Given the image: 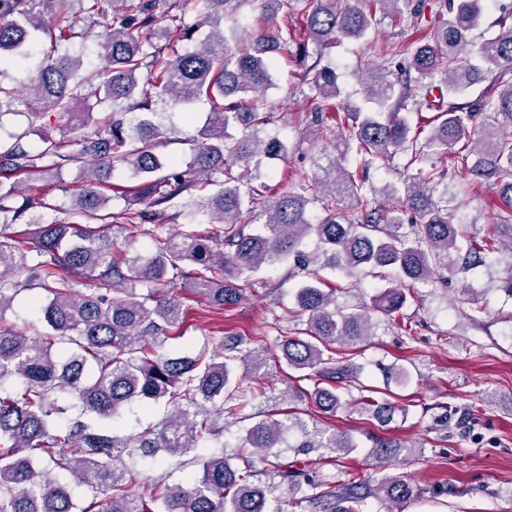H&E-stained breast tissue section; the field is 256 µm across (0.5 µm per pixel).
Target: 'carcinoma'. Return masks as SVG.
Returning <instances> with one entry per match:
<instances>
[{"label": "carcinoma", "instance_id": "carcinoma-1", "mask_svg": "<svg viewBox=\"0 0 512 512\" xmlns=\"http://www.w3.org/2000/svg\"><path fill=\"white\" fill-rule=\"evenodd\" d=\"M103 2L0 0V77L7 66L27 67L42 38L51 47L23 89L0 83V512H272L282 487L294 492L314 485L306 470L279 462L287 434L301 433L295 448L303 455L323 449L340 459L353 443L344 434L310 431L288 412L247 431L238 454L245 468L208 452L224 434V414H236L255 393L233 376L232 343L193 353L165 350L185 318L180 300L165 290L181 283L231 308L263 267L293 260L289 276L302 281L294 306L284 311L291 327L277 348L314 388L291 386L288 398L306 396L326 414L350 409L391 423L393 404L364 396L353 405L343 398L341 390L359 383L362 368L334 359V346L359 350L374 335L377 312L413 335L396 313L417 285L453 270L448 256L460 252V241L469 265L486 263L512 241V15L501 16L498 35L480 44L482 67L476 68L460 54L484 13L483 0H435V25L425 20V0H270L272 10L255 29L241 24L232 0H198L194 27L185 25L174 0H112L105 36L95 43L103 63L91 66L84 49L105 15ZM282 9L302 16L301 26L278 25ZM406 9L409 28L422 32L412 41L407 70H390L401 47H367L365 106H340L336 71L321 64L323 51L339 38L367 40L377 15L401 18ZM204 27L194 48L166 53L173 39L190 41ZM311 43L312 108L302 122L336 135L331 149L312 160L320 176L302 173L299 189L268 196L254 181L290 153L287 139L263 134L272 114V54L294 46L304 63ZM411 70L440 80L414 100ZM486 74L491 89L473 104L458 102ZM92 100L100 108L96 119L84 111ZM200 101L209 111L191 139L190 157L166 153L177 131L174 109L190 114ZM49 110L81 134L54 137L43 123ZM403 111L433 116L413 125ZM479 111L488 120L476 121ZM6 115L25 116L27 128H6ZM91 120L94 131L82 132ZM36 128L40 145L31 150L26 138ZM433 145L448 154L408 173ZM396 155L407 157L399 171L403 193L389 184L383 202L366 187L370 173ZM118 164L129 171L131 185L110 182ZM65 166L86 171L88 180L67 218L45 222L44 203L23 188ZM234 167L243 169L236 179ZM456 170L496 186L502 208L482 235L466 234L456 214L434 198ZM210 186L217 190L207 191ZM108 190L129 195L118 218L107 211ZM312 202L324 213L315 223ZM176 218L185 229L167 232ZM14 224L29 226L28 240L8 232ZM200 224L216 229L199 230ZM126 225L153 236L155 251L132 255L119 246ZM326 267L348 277L388 269L398 287L370 307L344 313L336 309L338 285L320 274ZM79 279L93 282L92 292H72ZM35 289L46 292L34 301L46 330L28 336L6 324L4 314L20 292ZM136 402H163L172 410L155 431L118 435L123 412ZM74 404L97 427L78 419L59 425ZM192 452L200 477L133 491L145 462ZM371 456L384 466L398 457L406 462L416 445L378 438ZM253 457L268 465L260 485L250 481ZM58 473L87 487V494L75 495ZM368 494L361 482L328 484L305 502L315 512H364ZM376 495L387 512H402L413 488L393 477Z\"/></svg>", "mask_w": 512, "mask_h": 512}]
</instances>
